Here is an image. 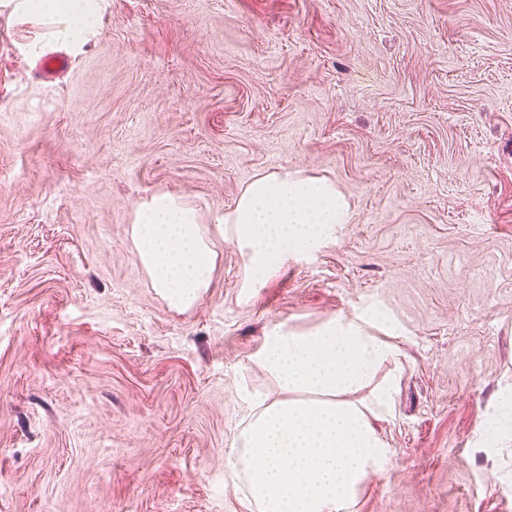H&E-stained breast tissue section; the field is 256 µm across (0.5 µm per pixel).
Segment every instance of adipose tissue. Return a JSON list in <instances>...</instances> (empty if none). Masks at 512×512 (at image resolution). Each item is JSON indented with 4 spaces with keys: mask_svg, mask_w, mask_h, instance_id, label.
<instances>
[{
    "mask_svg": "<svg viewBox=\"0 0 512 512\" xmlns=\"http://www.w3.org/2000/svg\"><path fill=\"white\" fill-rule=\"evenodd\" d=\"M102 0H0V13L45 25L52 45L94 34ZM347 207L326 180L288 172L255 177L217 219L218 237L196 210L158 194L137 205L130 241L153 288L180 311L212 286L217 240L233 241L251 283L266 281L294 252H313L345 223ZM378 316H337L306 330L273 327L253 357L272 394L244 393L227 467L248 512H352L358 488L390 453L374 423L391 414L395 384L376 382L393 348Z\"/></svg>",
    "mask_w": 512,
    "mask_h": 512,
    "instance_id": "1",
    "label": "adipose tissue"
}]
</instances>
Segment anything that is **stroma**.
I'll return each mask as SVG.
<instances>
[{
	"label": "stroma",
	"instance_id": "stroma-1",
	"mask_svg": "<svg viewBox=\"0 0 512 512\" xmlns=\"http://www.w3.org/2000/svg\"><path fill=\"white\" fill-rule=\"evenodd\" d=\"M0 16V512H247L225 465L281 324L381 313L386 471L354 512H512V0H105L68 71ZM346 223L249 286L219 242L181 312L130 240L168 193L207 232L257 175Z\"/></svg>",
	"mask_w": 512,
	"mask_h": 512
}]
</instances>
